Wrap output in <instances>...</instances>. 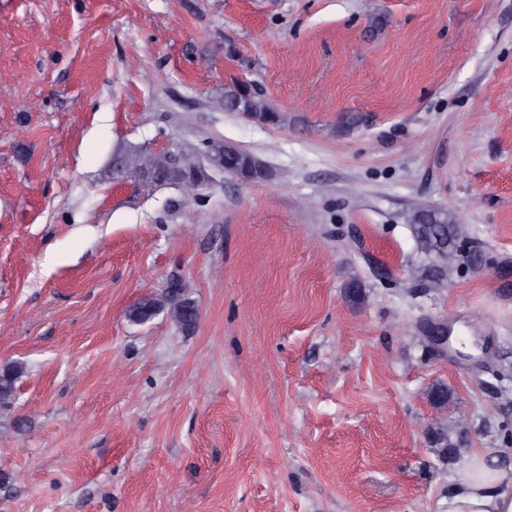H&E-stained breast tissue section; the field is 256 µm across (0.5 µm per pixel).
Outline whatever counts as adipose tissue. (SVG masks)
<instances>
[{
  "label": "adipose tissue",
  "mask_w": 512,
  "mask_h": 512,
  "mask_svg": "<svg viewBox=\"0 0 512 512\" xmlns=\"http://www.w3.org/2000/svg\"><path fill=\"white\" fill-rule=\"evenodd\" d=\"M447 512H512V457L502 450L474 454L448 486Z\"/></svg>",
  "instance_id": "adipose-tissue-1"
}]
</instances>
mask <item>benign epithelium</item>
<instances>
[{"instance_id":"7a95c632","label":"benign epithelium","mask_w":512,"mask_h":512,"mask_svg":"<svg viewBox=\"0 0 512 512\" xmlns=\"http://www.w3.org/2000/svg\"><path fill=\"white\" fill-rule=\"evenodd\" d=\"M266 96L247 84H237L224 92L222 107L228 112H238L260 123L276 124L281 115L263 106ZM166 160L177 168V176L182 178L179 187L187 198H195L209 181L208 171H220L243 180L261 177L263 167L258 159L246 151L226 142H212L207 150L199 155L195 152L179 150L166 151Z\"/></svg>"}]
</instances>
